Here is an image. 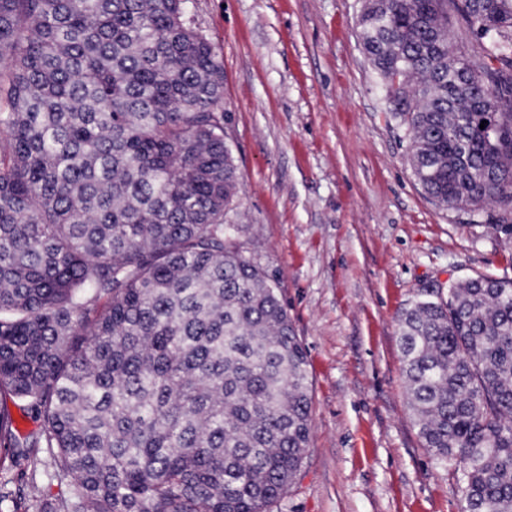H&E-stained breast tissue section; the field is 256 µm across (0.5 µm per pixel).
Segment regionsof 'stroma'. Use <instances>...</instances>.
<instances>
[{"label":"stroma","instance_id":"1","mask_svg":"<svg viewBox=\"0 0 512 512\" xmlns=\"http://www.w3.org/2000/svg\"><path fill=\"white\" fill-rule=\"evenodd\" d=\"M361 0H190L224 64V132L241 174L235 243L269 276L308 360L312 433L272 512H462L452 467L417 433L398 318L424 289L512 280V209L432 201L408 164L359 40ZM67 498L43 463L0 466L28 500Z\"/></svg>","mask_w":512,"mask_h":512}]
</instances>
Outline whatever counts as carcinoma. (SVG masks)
<instances>
[{
    "label": "carcinoma",
    "mask_w": 512,
    "mask_h": 512,
    "mask_svg": "<svg viewBox=\"0 0 512 512\" xmlns=\"http://www.w3.org/2000/svg\"><path fill=\"white\" fill-rule=\"evenodd\" d=\"M187 3L0 0V391L39 422L1 409L0 455L71 486L24 512H271L309 448L305 352L226 244L224 66ZM358 27L423 191L512 208V0H362ZM398 336L464 512H512V281L427 291Z\"/></svg>",
    "instance_id": "1"
}]
</instances>
